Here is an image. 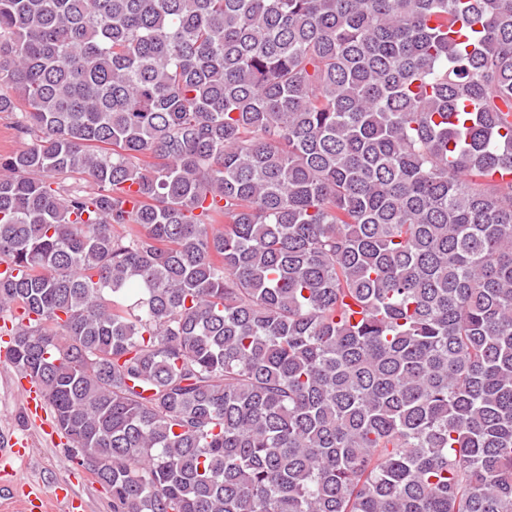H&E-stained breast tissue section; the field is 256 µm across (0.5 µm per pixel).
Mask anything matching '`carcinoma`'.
<instances>
[{
    "label": "carcinoma",
    "instance_id": "carcinoma-1",
    "mask_svg": "<svg viewBox=\"0 0 512 512\" xmlns=\"http://www.w3.org/2000/svg\"><path fill=\"white\" fill-rule=\"evenodd\" d=\"M2 112L5 359L112 512H512V0H0ZM23 145L24 141L16 137L12 117L7 114H0V155L18 150Z\"/></svg>",
    "mask_w": 512,
    "mask_h": 512
}]
</instances>
